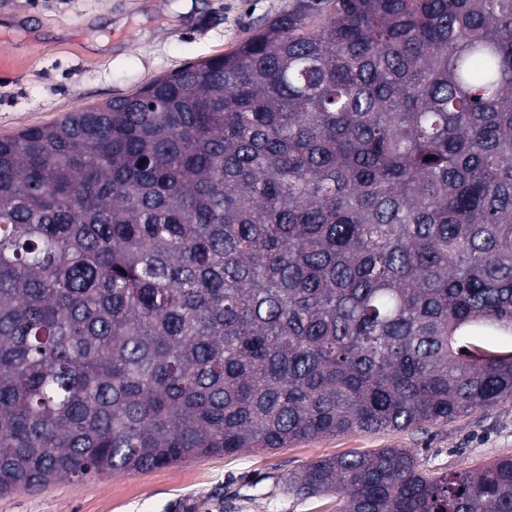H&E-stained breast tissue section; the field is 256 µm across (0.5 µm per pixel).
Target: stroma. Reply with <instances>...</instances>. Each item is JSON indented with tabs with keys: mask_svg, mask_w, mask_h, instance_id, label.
<instances>
[{
	"mask_svg": "<svg viewBox=\"0 0 512 512\" xmlns=\"http://www.w3.org/2000/svg\"><path fill=\"white\" fill-rule=\"evenodd\" d=\"M299 0H0V137L137 92L189 62L226 53ZM411 451L431 475L512 457V399L419 430L316 436L265 454L199 457L146 471L63 479L0 496V512H336L287 477L325 457Z\"/></svg>",
	"mask_w": 512,
	"mask_h": 512,
	"instance_id": "obj_1",
	"label": "stroma"
}]
</instances>
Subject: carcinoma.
<instances>
[{
	"label": "carcinoma",
	"mask_w": 512,
	"mask_h": 512,
	"mask_svg": "<svg viewBox=\"0 0 512 512\" xmlns=\"http://www.w3.org/2000/svg\"><path fill=\"white\" fill-rule=\"evenodd\" d=\"M512 0H302L231 51L0 137V495L512 399ZM512 512V458L285 481ZM478 344L498 354L512 353V335L507 332L496 330L484 332L479 336Z\"/></svg>",
	"instance_id": "1"
}]
</instances>
